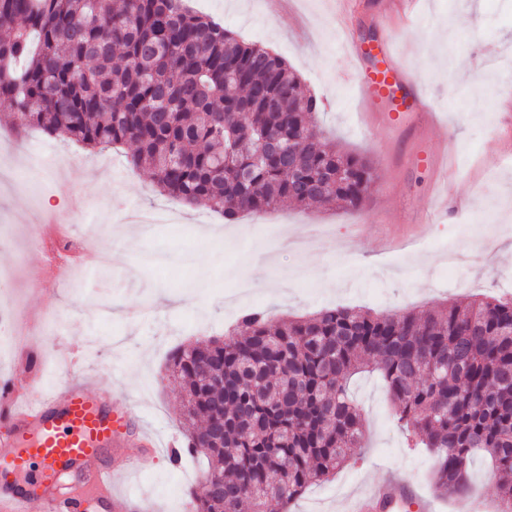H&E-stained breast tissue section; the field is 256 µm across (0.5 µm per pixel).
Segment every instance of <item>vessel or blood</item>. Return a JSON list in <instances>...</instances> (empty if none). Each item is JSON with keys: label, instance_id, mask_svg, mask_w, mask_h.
<instances>
[{"label": "vessel or blood", "instance_id": "vessel-or-blood-1", "mask_svg": "<svg viewBox=\"0 0 512 512\" xmlns=\"http://www.w3.org/2000/svg\"><path fill=\"white\" fill-rule=\"evenodd\" d=\"M393 36L377 41L385 67L371 69L352 28H344L339 43L350 57L351 78L374 110V129L390 134L406 113L425 111L422 93L399 63ZM0 409L13 425L11 438L0 440V512H84L86 499L112 497V467L101 458L127 442L132 414L125 402L104 396L90 385L72 386L59 394L33 389L29 379L0 386ZM29 476L30 488H18L17 476ZM411 488L402 481L350 498L344 512H399Z\"/></svg>", "mask_w": 512, "mask_h": 512}]
</instances>
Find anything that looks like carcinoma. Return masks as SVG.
Instances as JSON below:
<instances>
[{"instance_id":"cac0c4a2","label":"carcinoma","mask_w":512,"mask_h":512,"mask_svg":"<svg viewBox=\"0 0 512 512\" xmlns=\"http://www.w3.org/2000/svg\"><path fill=\"white\" fill-rule=\"evenodd\" d=\"M17 132L88 149L134 146L165 195L233 222L282 202L357 210L374 170L336 149L320 103L286 62L185 0H0V100ZM188 453L218 482L192 512H285L361 447L352 378L377 375L400 428L434 458L441 498L463 496L477 453L512 512V298L425 312L344 306L178 347ZM224 388H219V384Z\"/></svg>"}]
</instances>
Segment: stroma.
Returning a JSON list of instances; mask_svg holds the SVG:
<instances>
[{
    "label": "stroma",
    "mask_w": 512,
    "mask_h": 512,
    "mask_svg": "<svg viewBox=\"0 0 512 512\" xmlns=\"http://www.w3.org/2000/svg\"><path fill=\"white\" fill-rule=\"evenodd\" d=\"M353 27L394 29L397 57L416 75L438 117L404 132L364 130L347 77L349 58L336 47L332 0H189L192 9L247 43L268 47L298 73L321 102L318 120L337 148L366 153L375 179L360 211L288 203L241 215L236 222L159 192L150 171L133 170L125 151H90L39 131L17 134L0 102V310L13 314L40 363L14 344L0 350V382L39 368L42 387L85 379L137 410L133 432L156 442L142 466L115 491L134 507L109 512H185L198 487L196 458H167L182 443L180 384L167 363L181 345L223 337L248 309L302 316L325 306L383 312L428 310L479 295L512 297V168L495 170L512 151V81L486 63L512 52V0H422L407 27L387 0H361ZM445 153L455 204L428 220L432 171L412 163L417 148ZM55 209H45L46 201ZM131 211L164 215L151 235L128 239ZM69 218L84 247L122 254L107 270L52 278L33 232ZM464 253L448 273V243ZM366 442L362 464L311 485L290 512H339L343 499L398 477L434 504V512H496V480L475 459L466 495L446 501L432 486L433 458L410 448L378 379L357 378Z\"/></svg>",
    "instance_id": "35a3bbf8"
}]
</instances>
